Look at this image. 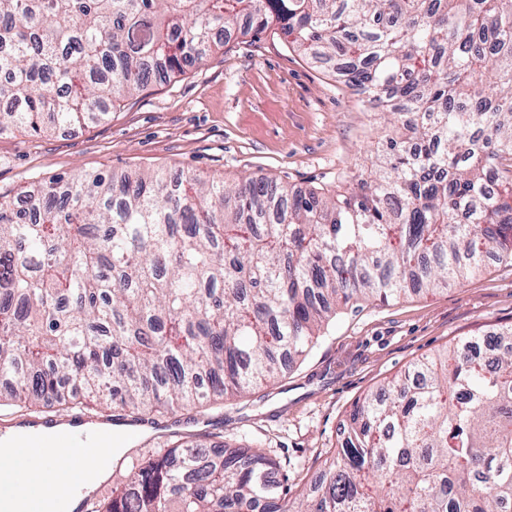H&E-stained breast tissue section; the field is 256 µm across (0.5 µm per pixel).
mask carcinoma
<instances>
[{"mask_svg":"<svg viewBox=\"0 0 512 512\" xmlns=\"http://www.w3.org/2000/svg\"><path fill=\"white\" fill-rule=\"evenodd\" d=\"M279 25L378 101L376 162L334 195L264 175L38 181L0 195V416L223 411L342 307L512 263V0H0V134L108 113L217 32ZM494 173L488 187V173ZM252 448L174 438L90 512H512V327L465 337L358 400L298 500Z\"/></svg>","mask_w":512,"mask_h":512,"instance_id":"cac0c4a2","label":"carcinoma"}]
</instances>
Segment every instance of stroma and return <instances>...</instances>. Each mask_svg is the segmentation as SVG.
<instances>
[{
	"mask_svg": "<svg viewBox=\"0 0 512 512\" xmlns=\"http://www.w3.org/2000/svg\"><path fill=\"white\" fill-rule=\"evenodd\" d=\"M380 115L331 67L294 52L281 31L212 44L165 85L116 104L104 119L55 132L0 136V194L79 171H192L227 183L266 175L294 188L346 192L370 167ZM512 326V265L488 262L429 293L344 308L274 384L223 413L163 419L210 448L269 454L289 498L303 492L337 444L353 404L424 356L464 336Z\"/></svg>",
	"mask_w": 512,
	"mask_h": 512,
	"instance_id": "1",
	"label": "stroma"
}]
</instances>
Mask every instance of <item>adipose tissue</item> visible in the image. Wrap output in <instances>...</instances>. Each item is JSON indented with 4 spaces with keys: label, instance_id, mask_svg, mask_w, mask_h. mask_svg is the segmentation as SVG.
I'll return each instance as SVG.
<instances>
[{
    "label": "adipose tissue",
    "instance_id": "1",
    "mask_svg": "<svg viewBox=\"0 0 512 512\" xmlns=\"http://www.w3.org/2000/svg\"><path fill=\"white\" fill-rule=\"evenodd\" d=\"M18 434L28 439V447L0 443V488L10 494L6 512H29L34 498L42 502L40 512H77L80 491L93 490L112 471L113 449L39 448V429L26 426Z\"/></svg>",
    "mask_w": 512,
    "mask_h": 512
}]
</instances>
